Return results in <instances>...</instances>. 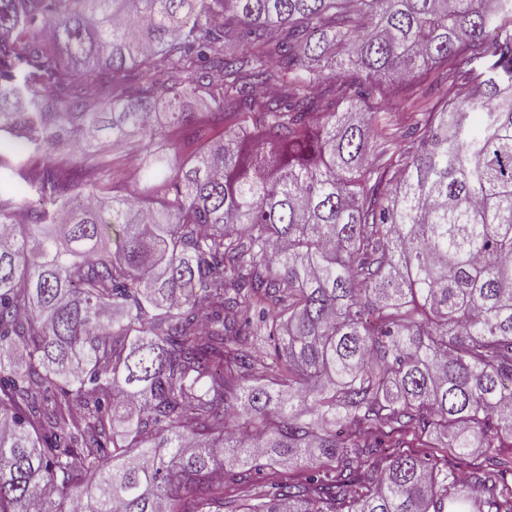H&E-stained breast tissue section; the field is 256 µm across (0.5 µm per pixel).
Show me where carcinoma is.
Listing matches in <instances>:
<instances>
[{"instance_id":"cac0c4a2","label":"carcinoma","mask_w":512,"mask_h":512,"mask_svg":"<svg viewBox=\"0 0 512 512\" xmlns=\"http://www.w3.org/2000/svg\"><path fill=\"white\" fill-rule=\"evenodd\" d=\"M2 142L0 512H512V0H0ZM147 143L148 138L136 136L123 146L113 147L110 141H104L99 145V155L106 160L112 158V166L121 173L116 186L122 192L137 193L143 190L144 185L138 179L135 162Z\"/></svg>"}]
</instances>
